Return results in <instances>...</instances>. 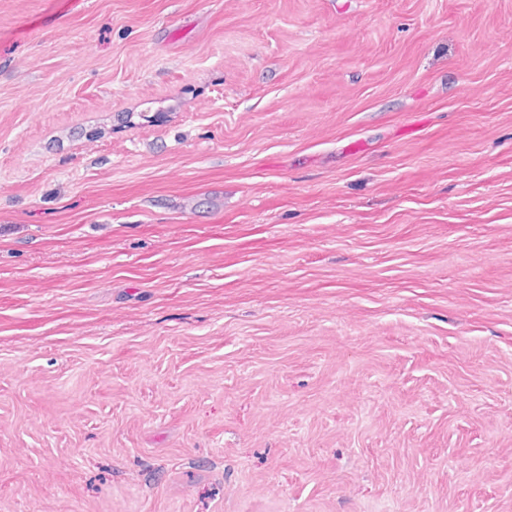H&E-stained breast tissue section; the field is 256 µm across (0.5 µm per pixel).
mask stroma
Segmentation results:
<instances>
[{
	"label": "stroma",
	"instance_id": "1",
	"mask_svg": "<svg viewBox=\"0 0 512 512\" xmlns=\"http://www.w3.org/2000/svg\"><path fill=\"white\" fill-rule=\"evenodd\" d=\"M0 512H512V0H0Z\"/></svg>",
	"mask_w": 512,
	"mask_h": 512
}]
</instances>
